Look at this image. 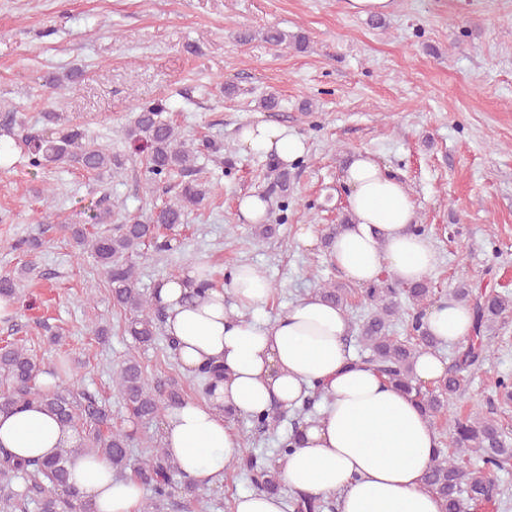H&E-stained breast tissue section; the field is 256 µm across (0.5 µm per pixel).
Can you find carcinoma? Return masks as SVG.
Masks as SVG:
<instances>
[{"label": "carcinoma", "mask_w": 512, "mask_h": 512, "mask_svg": "<svg viewBox=\"0 0 512 512\" xmlns=\"http://www.w3.org/2000/svg\"><path fill=\"white\" fill-rule=\"evenodd\" d=\"M169 107L163 101L140 107L134 121L125 129V138L134 150L144 155L147 185L153 189L171 179H179V192L150 217L133 216L124 224L94 237L86 235L84 224H66L73 243L89 249L105 271L106 284L113 305L124 312L125 331L140 347L155 343L161 331L162 314L153 295L138 286L136 262L141 247L153 244L158 251L170 249V243L156 235L157 227L173 230L184 223L189 211L199 207L211 192L210 186L197 178L199 161L217 162L224 145L203 140L187 142L167 119ZM44 128L34 131L25 125L7 124L0 128L4 144L18 147L27 155L29 166L39 169L49 164L77 167L99 179L112 176L121 169L124 159L94 141L81 126L59 127L54 112L43 113ZM274 178L268 194L280 199V208L288 210V170L273 167ZM112 209L95 205L85 212V224H108ZM408 295L417 311L405 314L398 296ZM316 294L325 301L347 308L346 290L323 283ZM433 289L425 281L408 287L383 279L366 289L371 312L358 325L357 341L361 347L358 360L371 365L389 383L417 401L432 418L448 412V402L460 392L464 377L479 371L493 356L492 343L481 335L486 323H494L512 313V299L493 288L473 289L464 284L456 289V298L471 303L477 319L476 333L467 346L457 351L448 373L433 386L416 380V358L427 350L439 349L437 339L429 334L423 322L424 308L432 302ZM405 322L414 336L403 340L393 335V327ZM50 373L45 364L23 345L9 343L0 348V413L31 403H39L57 415L64 425L80 431L79 450L106 458L115 477L123 478L134 468L140 482L151 495L144 498L141 512H163L178 495L201 505L200 491L180 476L177 465L169 459L161 445L151 447L134 457L133 434L112 425V411L96 396L79 388L46 389L40 377ZM112 383L122 398L130 418L143 421L159 417L167 408L184 400L176 385L163 391L153 386L135 356H128L113 372ZM322 391L316 387L302 405L295 409L290 428L278 437L273 459L245 452L228 467L245 475L257 492L278 494L284 488L282 462L296 443L299 428L308 414L315 412ZM285 415L251 419L256 431L277 433ZM71 448H63L45 460L17 461L0 448V512H95L93 505L82 499L69 483L66 468ZM476 458L480 467H469L467 460ZM512 465V437L497 420L478 415H456L448 418V449L439 448L430 465L426 487L443 500L445 512H481L496 503L500 489L493 475ZM290 512H324L335 509V501L320 496L294 492L287 500Z\"/></svg>", "instance_id": "cac0c4a2"}]
</instances>
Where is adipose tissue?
Masks as SVG:
<instances>
[{"mask_svg": "<svg viewBox=\"0 0 512 512\" xmlns=\"http://www.w3.org/2000/svg\"><path fill=\"white\" fill-rule=\"evenodd\" d=\"M238 140L246 152L272 153L285 165L305 153L302 138L276 124H245ZM345 181L354 221L334 239L331 262L359 284L384 275L405 285L428 277L436 252L413 229L416 206L403 183L363 152L348 163ZM201 281L194 266L157 286L163 330L176 343L182 369H221L209 396L185 399L164 415L161 445L183 480L203 488L223 477L242 448L231 416L287 411L318 387V414L300 427L283 466L289 491L334 498L336 512H443L424 483L440 446L433 422L418 402L352 355L345 311L311 293L267 317L273 289L249 264L236 266L229 286L199 295ZM424 322L448 344L471 337L475 327L469 305L452 296L430 306ZM79 443L77 430L40 404L0 414L1 448L23 459L72 449L70 480L97 512H140L139 481L114 478L111 463L77 453Z\"/></svg>", "mask_w": 512, "mask_h": 512, "instance_id": "obj_1", "label": "adipose tissue"}]
</instances>
